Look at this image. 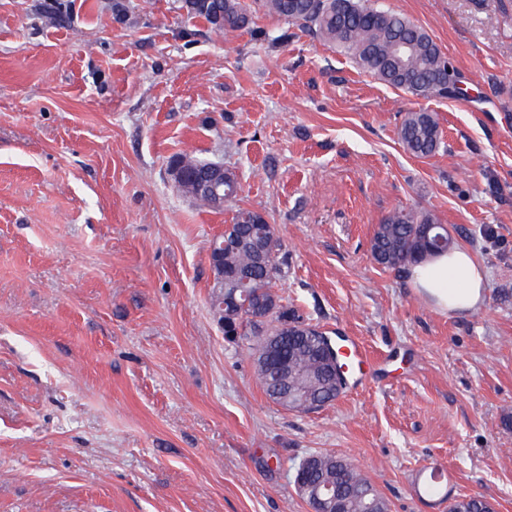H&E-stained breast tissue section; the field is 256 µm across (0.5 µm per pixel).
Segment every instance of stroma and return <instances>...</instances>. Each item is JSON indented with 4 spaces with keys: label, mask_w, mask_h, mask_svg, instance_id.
<instances>
[{
    "label": "stroma",
    "mask_w": 512,
    "mask_h": 512,
    "mask_svg": "<svg viewBox=\"0 0 512 512\" xmlns=\"http://www.w3.org/2000/svg\"><path fill=\"white\" fill-rule=\"evenodd\" d=\"M378 3L466 96L387 86L263 13L225 35L182 0H0V512H308L313 453L389 512H512V6ZM419 110L442 138L425 158L398 138ZM182 153L224 164L237 199L178 192ZM241 208L275 227L282 305L367 354L330 405L272 402L255 337L210 308V245ZM411 208L483 263L482 309L442 312L375 263L377 224ZM193 169L187 160H184L182 163L174 164L170 170V177L173 181L176 188L182 191L185 188L186 183L192 178ZM185 194L191 195V197L196 200V202L210 208L215 209L209 196L205 194H196L191 191L185 189L183 190ZM316 461L320 459L312 476L320 478L323 482L336 484V481L343 480L351 488L352 492L347 500L346 511L344 512H367L363 510V502L360 494L372 488L376 492L375 511L388 512L389 506L376 486L347 458L331 453H316L308 456ZM487 501V502H486ZM486 502V503H485ZM494 504L481 495H473L455 499L448 508V512H494Z\"/></svg>",
    "instance_id": "stroma-1"
}]
</instances>
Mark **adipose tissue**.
<instances>
[{
    "label": "adipose tissue",
    "mask_w": 512,
    "mask_h": 512,
    "mask_svg": "<svg viewBox=\"0 0 512 512\" xmlns=\"http://www.w3.org/2000/svg\"><path fill=\"white\" fill-rule=\"evenodd\" d=\"M486 273L466 247L412 266L410 285L435 308L455 313L479 310L485 303Z\"/></svg>",
    "instance_id": "1"
}]
</instances>
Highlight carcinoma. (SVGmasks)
<instances>
[{"label":"carcinoma","instance_id":"cac0c4a2","mask_svg":"<svg viewBox=\"0 0 512 512\" xmlns=\"http://www.w3.org/2000/svg\"><path fill=\"white\" fill-rule=\"evenodd\" d=\"M187 13L201 17L216 31L233 33L246 29L253 14L262 10L289 24L314 33L336 45L364 71L383 83L416 97L457 99L461 92L460 73L430 34L401 13L366 5V0H184ZM398 41L412 44V51L399 58L394 52ZM399 138L403 147L416 157L438 151L441 133L434 116L425 111L410 112L404 119ZM267 223L263 214L240 209L234 222L224 228V295L242 300L278 299L273 278L279 269L273 255L270 269H257L252 241L259 225ZM448 228L426 209H400L377 225L372 251L385 269L400 270L448 252ZM228 321L236 325L235 335L254 336L257 325L249 316L231 312ZM281 359H292L295 372L288 374V387L297 376L307 383V392L293 409L309 412L336 400L331 374L316 357L311 338L295 331L288 334L277 351ZM320 459L312 476L331 484L345 481L351 488L346 512H364L360 494L375 485L347 458L331 453L309 455ZM448 512H495L488 498L473 495L454 500Z\"/></svg>","mask_w":512,"mask_h":512}]
</instances>
